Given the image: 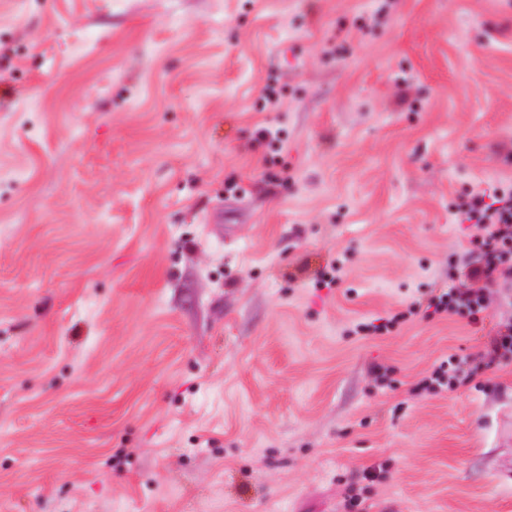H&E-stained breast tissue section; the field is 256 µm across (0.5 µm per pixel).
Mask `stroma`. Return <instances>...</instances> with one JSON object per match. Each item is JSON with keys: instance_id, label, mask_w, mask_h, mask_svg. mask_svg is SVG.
Returning <instances> with one entry per match:
<instances>
[{"instance_id": "obj_1", "label": "stroma", "mask_w": 512, "mask_h": 512, "mask_svg": "<svg viewBox=\"0 0 512 512\" xmlns=\"http://www.w3.org/2000/svg\"><path fill=\"white\" fill-rule=\"evenodd\" d=\"M510 181L512 0H0V512H512ZM458 223L472 224L482 234L464 247L465 280L428 299L426 317L466 315L472 322L488 308L487 291L501 278H512V185L474 191L456 206ZM482 373V367L473 365L465 357L451 354L448 360L435 366L420 381L419 387L428 393L455 391L461 387H469Z\"/></svg>"}]
</instances>
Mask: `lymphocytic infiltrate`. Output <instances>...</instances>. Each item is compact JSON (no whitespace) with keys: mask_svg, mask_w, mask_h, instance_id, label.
<instances>
[{"mask_svg":"<svg viewBox=\"0 0 512 512\" xmlns=\"http://www.w3.org/2000/svg\"><path fill=\"white\" fill-rule=\"evenodd\" d=\"M458 221L478 229L463 251L461 270H449V278H460V286L429 298L427 304H412L407 311L369 325L381 335L395 324L416 314L428 317L464 315L478 321L488 308L487 292L499 279L512 278V185L494 186L470 193L456 206ZM483 372L467 358L452 354L435 366L419 383L429 393L455 391L470 386Z\"/></svg>","mask_w":512,"mask_h":512,"instance_id":"obj_1","label":"lymphocytic infiltrate"}]
</instances>
